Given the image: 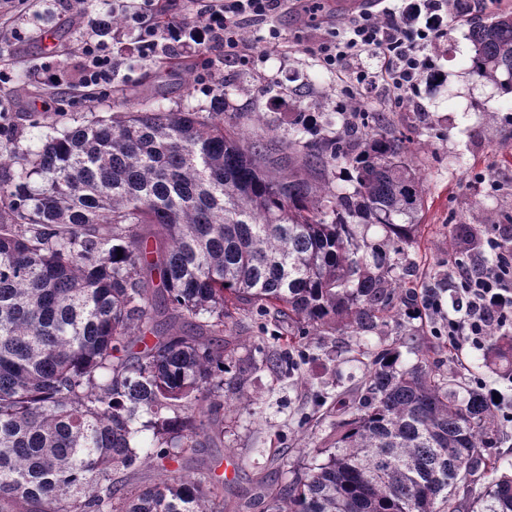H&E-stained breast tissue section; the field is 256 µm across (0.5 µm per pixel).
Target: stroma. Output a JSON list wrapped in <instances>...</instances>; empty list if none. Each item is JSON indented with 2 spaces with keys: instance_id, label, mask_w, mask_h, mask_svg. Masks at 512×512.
I'll use <instances>...</instances> for the list:
<instances>
[{
  "instance_id": "1",
  "label": "stroma",
  "mask_w": 512,
  "mask_h": 512,
  "mask_svg": "<svg viewBox=\"0 0 512 512\" xmlns=\"http://www.w3.org/2000/svg\"><path fill=\"white\" fill-rule=\"evenodd\" d=\"M132 0H0V142L9 140L21 112L60 116L61 120L127 110L133 90L153 96L155 107L203 106L210 99L212 76L224 80V124L246 137L274 130L287 136L297 113H323L333 128L342 124L343 82L321 64L311 45L317 32L309 15L293 7L274 14L283 36L278 48L264 41L268 25L245 23L244 58L229 57L224 45L171 50L175 66H146L139 53L140 30L126 24L105 37L112 55V82L104 96L92 98L80 84L83 58L79 48L94 36L93 22L114 11H133ZM499 11L512 12V0H486L468 11L467 20L450 23L448 39L435 57L442 81L423 80L417 104L393 108L384 93L365 100L371 112L383 113L388 127L409 136L411 158L426 188L425 208L408 255L410 279L423 289L436 271L455 273L459 262L480 257L488 224L473 223L481 209L494 210L503 236L512 235V113L501 101L500 86L475 79L465 65L472 53L467 34L472 22ZM52 70L57 83L43 79ZM267 89L264 97L243 94L246 86ZM495 121H485L486 113ZM471 225L474 237L464 243L456 233ZM455 287L439 291V309L430 319L412 314L390 322L366 339L332 332L316 337L304 362L288 374L254 363L256 324L242 311L229 334L235 350L226 362V378L243 376V393L224 414V441L201 448L200 459L223 456L234 470L224 481V502L253 496L256 481L281 483L311 464L336 420V402L351 396L364 373L363 350L392 348L411 364L444 332L453 313ZM484 348L466 344L450 349L447 365L464 388L482 384L500 394L499 415L512 413V375L485 366Z\"/></svg>"
}]
</instances>
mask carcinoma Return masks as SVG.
<instances>
[{
    "mask_svg": "<svg viewBox=\"0 0 512 512\" xmlns=\"http://www.w3.org/2000/svg\"><path fill=\"white\" fill-rule=\"evenodd\" d=\"M468 39L470 72L512 85V13ZM296 126L288 140L225 127L220 80L204 108L142 102L0 147V512H224L220 463L189 466L224 440L235 314L288 320L258 349L287 372L307 336L364 339L437 298L397 272L425 203L403 141L373 112L331 134L303 112ZM340 164L353 174L336 191L321 177ZM359 224L386 234L368 244ZM489 336V362L512 370V336ZM446 351L409 366L367 351L360 392L314 449L324 460L260 483L264 512H457L452 489L479 472L476 512H512V475L488 453L504 427L433 369ZM144 470L156 482L133 495Z\"/></svg>",
    "mask_w": 512,
    "mask_h": 512,
    "instance_id": "obj_1",
    "label": "carcinoma"
}]
</instances>
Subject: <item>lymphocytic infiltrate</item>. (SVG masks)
<instances>
[{
	"label": "lymphocytic infiltrate",
	"mask_w": 512,
	"mask_h": 512,
	"mask_svg": "<svg viewBox=\"0 0 512 512\" xmlns=\"http://www.w3.org/2000/svg\"><path fill=\"white\" fill-rule=\"evenodd\" d=\"M285 0H210L199 21L172 19L154 23L159 0H140L132 15L140 29V53L153 57L159 49L223 42L231 52H241L243 21H267ZM459 11L458 0H384L381 10L363 11L342 28L317 38L314 52L331 71L349 67L345 87L348 102H360L381 89L394 107H402L419 93L425 73L434 71V47L448 36V23ZM376 52L377 68L363 65L362 57ZM84 60L81 80L85 86L101 87L112 79V57L104 43L88 39L82 46ZM483 248L495 261L470 260L457 267L456 293L459 317L448 321V344L461 341L480 346L488 329L512 325V250L502 247L497 236L485 238Z\"/></svg>",
	"instance_id": "1"
}]
</instances>
